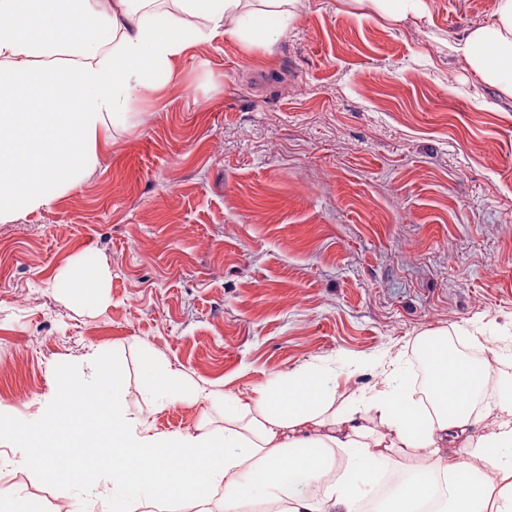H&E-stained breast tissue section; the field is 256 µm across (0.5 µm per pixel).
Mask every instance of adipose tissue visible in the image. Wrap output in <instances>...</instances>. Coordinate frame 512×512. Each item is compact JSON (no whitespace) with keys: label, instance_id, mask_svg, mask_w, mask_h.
Listing matches in <instances>:
<instances>
[{"label":"adipose tissue","instance_id":"obj_1","mask_svg":"<svg viewBox=\"0 0 512 512\" xmlns=\"http://www.w3.org/2000/svg\"><path fill=\"white\" fill-rule=\"evenodd\" d=\"M0 0V223L48 207L98 163L103 133L138 93L166 84L172 60L208 36L267 44L297 16L299 0ZM481 83L512 96V0L449 42ZM67 64H60L59 54ZM106 267L72 265L57 288L90 309L107 306ZM428 370L423 398L387 375L366 401L336 406L335 373L308 365L246 397L224 400V426L154 435L127 403L119 362L86 375L56 371L34 418L0 404V440L50 484L102 485L106 512H512V377L462 357L446 331L418 337ZM143 390L163 407L190 390L146 355ZM505 389L490 430L477 397ZM463 449L465 462L448 460ZM419 462L387 495L368 500L394 455Z\"/></svg>","mask_w":512,"mask_h":512}]
</instances>
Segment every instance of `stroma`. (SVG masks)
<instances>
[{
    "label": "stroma",
    "instance_id": "1",
    "mask_svg": "<svg viewBox=\"0 0 512 512\" xmlns=\"http://www.w3.org/2000/svg\"><path fill=\"white\" fill-rule=\"evenodd\" d=\"M396 22L371 0H303L272 45L217 35L109 125L98 167L0 223V403L30 416L54 370L117 358L154 433L224 424V399L309 363L369 398L416 373L424 332L512 334V97L441 40L495 0H425ZM107 266V308L54 282ZM153 353L207 391L153 408ZM102 512V489L44 482L0 441V490Z\"/></svg>",
    "mask_w": 512,
    "mask_h": 512
}]
</instances>
